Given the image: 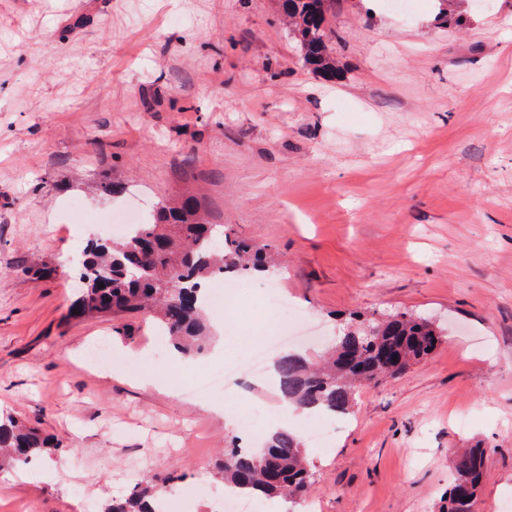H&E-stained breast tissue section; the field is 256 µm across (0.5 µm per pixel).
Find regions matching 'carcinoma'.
<instances>
[{"mask_svg": "<svg viewBox=\"0 0 512 512\" xmlns=\"http://www.w3.org/2000/svg\"><path fill=\"white\" fill-rule=\"evenodd\" d=\"M330 2L283 0L304 63L329 80L338 74L333 31L327 23ZM275 266L276 253L270 246L240 237L222 224L207 223L197 199L187 196L161 203L150 220L131 225L119 241L88 243L80 272L84 288L71 305L76 313L70 317H151L178 350L200 354L208 345L205 283L243 271L263 274ZM439 339L437 327L421 316L394 313L371 319L367 330L361 325L345 329L317 363L297 353L281 356L276 361L278 389L285 401L300 409L319 407L345 414L352 407L360 374L376 382L400 376L432 354ZM264 451L266 458L261 460L253 449H229L220 468L224 482L247 496L304 495L311 474L301 440L279 431L269 436ZM64 452L62 443L38 429L10 415L0 416V466L25 467ZM484 469L482 448H468L457 456L448 512H470ZM173 480L171 474L148 477L129 495L109 502L103 512H153V501Z\"/></svg>", "mask_w": 512, "mask_h": 512, "instance_id": "carcinoma-1", "label": "carcinoma"}]
</instances>
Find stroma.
Here are the masks:
<instances>
[{
    "label": "stroma",
    "mask_w": 512,
    "mask_h": 512,
    "mask_svg": "<svg viewBox=\"0 0 512 512\" xmlns=\"http://www.w3.org/2000/svg\"><path fill=\"white\" fill-rule=\"evenodd\" d=\"M327 18L332 81L282 0H0V414L66 448L0 470V512H97L171 472L172 495L202 489L191 512H216L222 449L252 445L238 416L277 419L275 387L194 390L271 329L213 316L222 353L185 369L141 317L68 316L77 257L119 235L97 216L186 195L272 245L280 293L329 335L356 313L441 331L356 392L328 445L301 432L312 483L278 512H446L473 446L472 512H512V0H336ZM102 340L122 360L87 363ZM485 469V450L467 448L457 456L452 487L448 495V512H471V503ZM468 497V501H465Z\"/></svg>",
    "instance_id": "35a3bbf8"
}]
</instances>
